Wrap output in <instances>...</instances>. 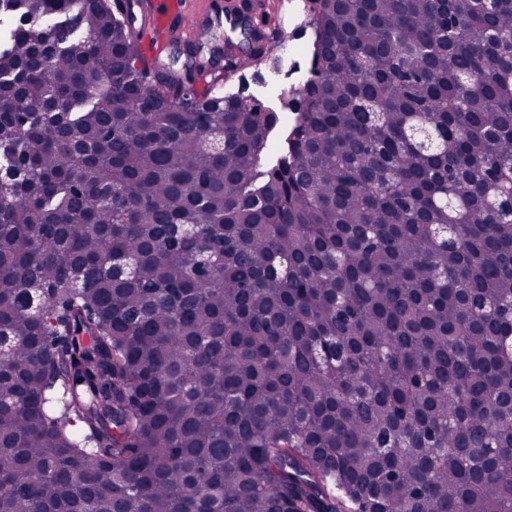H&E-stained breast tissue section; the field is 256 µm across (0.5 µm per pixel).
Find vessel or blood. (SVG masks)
Returning a JSON list of instances; mask_svg holds the SVG:
<instances>
[{
    "label": "vessel or blood",
    "instance_id": "1",
    "mask_svg": "<svg viewBox=\"0 0 512 512\" xmlns=\"http://www.w3.org/2000/svg\"><path fill=\"white\" fill-rule=\"evenodd\" d=\"M223 9L222 0H148L141 10L138 28L142 58L157 62L173 43H194L204 20Z\"/></svg>",
    "mask_w": 512,
    "mask_h": 512
}]
</instances>
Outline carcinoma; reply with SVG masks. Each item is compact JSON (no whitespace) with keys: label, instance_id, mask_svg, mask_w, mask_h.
Instances as JSON below:
<instances>
[{"label":"carcinoma","instance_id":"carcinoma-1","mask_svg":"<svg viewBox=\"0 0 512 512\" xmlns=\"http://www.w3.org/2000/svg\"><path fill=\"white\" fill-rule=\"evenodd\" d=\"M314 4L274 146L0 0V512H512V0Z\"/></svg>","mask_w":512,"mask_h":512}]
</instances>
